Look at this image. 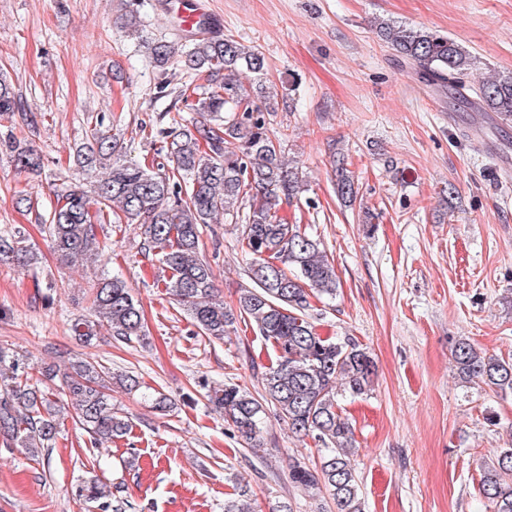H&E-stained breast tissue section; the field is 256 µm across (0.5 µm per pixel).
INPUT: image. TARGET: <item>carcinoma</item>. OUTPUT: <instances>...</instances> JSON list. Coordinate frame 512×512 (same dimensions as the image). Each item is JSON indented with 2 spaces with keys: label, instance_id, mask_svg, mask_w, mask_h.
<instances>
[{
  "label": "carcinoma",
  "instance_id": "cac0c4a2",
  "mask_svg": "<svg viewBox=\"0 0 512 512\" xmlns=\"http://www.w3.org/2000/svg\"><path fill=\"white\" fill-rule=\"evenodd\" d=\"M121 25L128 35L140 37L136 0H124ZM377 35L415 67L426 85L448 90L460 103L474 101L485 112L512 116L511 72L475 85L472 56L454 39L384 20L377 24ZM146 44L155 67L165 70L177 63L187 74L205 77L207 88L195 104V117L171 118L178 131L156 130L171 138L161 173L124 159L122 146L102 130L103 120L95 119L86 142L76 149L78 167L93 180L91 191L79 181L54 183V205L39 216L52 249L61 261L73 264L97 243V226L141 223L148 249L170 271L167 290L204 335L222 340L241 318L274 349L264 395L257 398L226 383L209 390L208 401L253 450L260 447L266 407L272 406L291 433L311 437L322 447L318 468L292 459L291 484L303 491L325 490L336 512H361L350 460L354 431L342 415L339 396L370 391L375 366L352 339L322 337L309 321L310 298L336 294V271L320 242L280 215L284 206L300 201L306 183L271 137L265 114L274 108L259 103L239 80L249 74L258 80L257 90H263L265 59L231 36L197 40L181 53L164 39ZM16 104L14 87L0 78V113L14 111ZM1 151L20 171L42 169L41 156L25 143L0 140ZM335 190L344 204L356 202L358 186L341 157L335 164ZM221 215L242 227L249 256L252 285L241 290L237 315L217 299L211 267L203 258V227ZM0 261L27 270L39 264L18 228L0 232ZM88 296L92 314L72 325L80 342L96 339L102 328L127 344L144 342L143 310L124 279L105 274L90 285ZM452 360L465 381L512 394V358L488 355L461 338ZM114 382L130 392L141 388L131 371L114 372L90 361L74 362L62 372L39 369L0 346V438L37 460L52 448L72 409L91 445L122 438L131 422L112 408ZM479 492L494 512H512V448L503 449L483 470ZM77 497L100 512L124 509L96 475L79 479Z\"/></svg>",
  "mask_w": 512,
  "mask_h": 512
}]
</instances>
